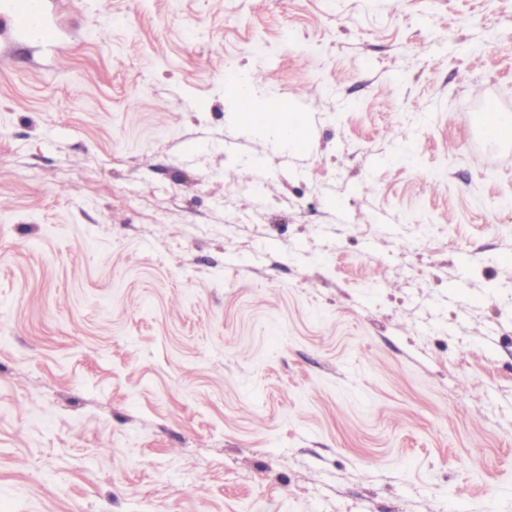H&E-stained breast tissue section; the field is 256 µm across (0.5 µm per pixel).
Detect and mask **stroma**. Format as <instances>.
Here are the masks:
<instances>
[{
	"label": "stroma",
	"instance_id": "stroma-1",
	"mask_svg": "<svg viewBox=\"0 0 512 512\" xmlns=\"http://www.w3.org/2000/svg\"><path fill=\"white\" fill-rule=\"evenodd\" d=\"M45 2L57 48L0 36V512H512V0ZM252 86L253 83L251 82L250 74H246L241 84V111L244 119L247 122H250L251 125L258 124L259 122H278L282 115V113H276L281 112L278 108L270 106L262 111H255L252 108L250 96L247 93ZM300 125L304 126L301 118L297 115L294 117V114L292 113L289 115L288 122H278L275 125V128L278 130L280 137L288 141V146L300 147L303 144L305 135L304 132L302 133Z\"/></svg>",
	"mask_w": 512,
	"mask_h": 512
}]
</instances>
